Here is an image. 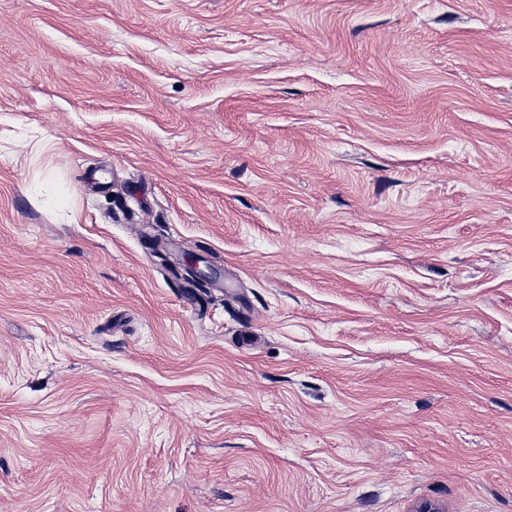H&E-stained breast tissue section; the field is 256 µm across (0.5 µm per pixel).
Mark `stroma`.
<instances>
[{
  "instance_id": "1",
  "label": "stroma",
  "mask_w": 512,
  "mask_h": 512,
  "mask_svg": "<svg viewBox=\"0 0 512 512\" xmlns=\"http://www.w3.org/2000/svg\"><path fill=\"white\" fill-rule=\"evenodd\" d=\"M512 512V0H0V512Z\"/></svg>"
}]
</instances>
